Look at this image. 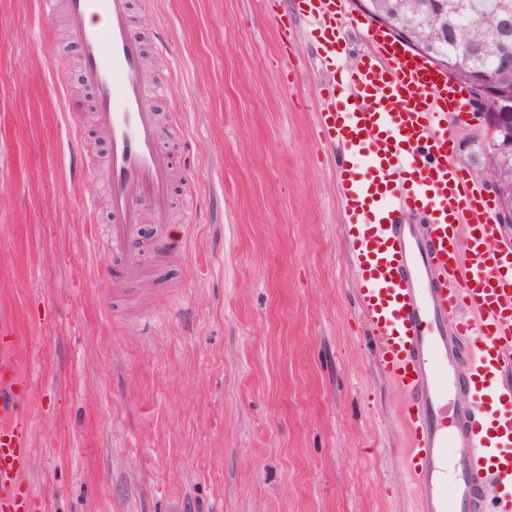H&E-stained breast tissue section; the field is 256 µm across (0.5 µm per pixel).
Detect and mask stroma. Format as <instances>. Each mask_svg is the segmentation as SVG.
<instances>
[{"mask_svg": "<svg viewBox=\"0 0 512 512\" xmlns=\"http://www.w3.org/2000/svg\"><path fill=\"white\" fill-rule=\"evenodd\" d=\"M130 2L172 161L132 276L109 250V144L65 13L0 0V323L30 382L27 512H417L295 0ZM347 11L340 66L369 47L370 17ZM454 153L477 175L482 128L456 121ZM159 225L185 254L153 250Z\"/></svg>", "mask_w": 512, "mask_h": 512, "instance_id": "stroma-1", "label": "stroma"}]
</instances>
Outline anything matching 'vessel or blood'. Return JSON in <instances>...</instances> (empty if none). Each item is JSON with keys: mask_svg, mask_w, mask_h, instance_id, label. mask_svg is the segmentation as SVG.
I'll list each match as a JSON object with an SVG mask.
<instances>
[{"mask_svg": "<svg viewBox=\"0 0 512 512\" xmlns=\"http://www.w3.org/2000/svg\"><path fill=\"white\" fill-rule=\"evenodd\" d=\"M322 60L339 57L347 0H296ZM68 34L82 50L96 121L109 136L107 189L113 259L137 271L130 241L144 208L165 216L171 162L146 106L142 43L129 0H65ZM369 52L340 70L343 94L320 115L335 151L345 236L359 302L378 336L380 366L404 395L419 512H486L484 479L512 485V241L488 199L452 157L448 117L469 96L445 70L374 32ZM424 216L425 226L412 224ZM480 412L446 410L460 387ZM28 388L14 357L0 356V512H25L15 489L28 466L30 430L18 406Z\"/></svg>", "mask_w": 512, "mask_h": 512, "instance_id": "b4317fda", "label": "vessel or blood"}]
</instances>
